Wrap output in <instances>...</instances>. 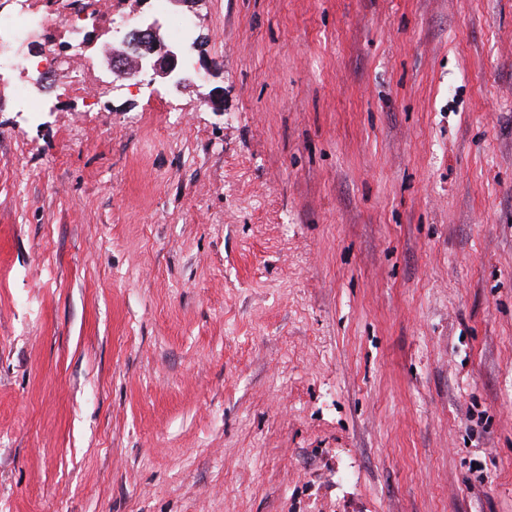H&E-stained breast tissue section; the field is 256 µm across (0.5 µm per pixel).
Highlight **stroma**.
I'll return each mask as SVG.
<instances>
[{
    "instance_id": "1",
    "label": "stroma",
    "mask_w": 512,
    "mask_h": 512,
    "mask_svg": "<svg viewBox=\"0 0 512 512\" xmlns=\"http://www.w3.org/2000/svg\"><path fill=\"white\" fill-rule=\"evenodd\" d=\"M183 13L0 71V512H512V0ZM68 0H60L61 9H58L57 16L60 22L66 25L70 31V38L61 48V63L55 68L63 72L64 83L62 89L64 92L88 91L92 93L90 82L99 81V73L96 63L85 56L83 51V37L81 36L80 11H66ZM92 98L96 99V94L92 93ZM134 38L148 48L147 52L137 59L133 68L127 67L126 56L122 51L109 52L106 55L107 67L113 74L136 79L151 73L154 79H161L177 91L194 83V72L185 66L186 46L166 44L165 32L158 19H147ZM157 48L161 51L160 54H155Z\"/></svg>"
}]
</instances>
